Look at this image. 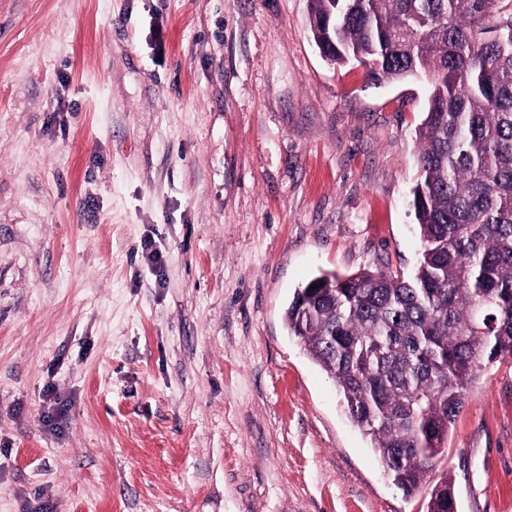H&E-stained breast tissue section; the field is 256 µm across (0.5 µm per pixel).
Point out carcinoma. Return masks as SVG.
I'll return each mask as SVG.
<instances>
[{
  "mask_svg": "<svg viewBox=\"0 0 512 512\" xmlns=\"http://www.w3.org/2000/svg\"><path fill=\"white\" fill-rule=\"evenodd\" d=\"M313 41L370 80L423 78L415 273H324L288 333L334 380L407 497L427 484L482 360L512 356V0H309ZM426 512H458L441 476Z\"/></svg>",
  "mask_w": 512,
  "mask_h": 512,
  "instance_id": "obj_1",
  "label": "carcinoma"
}]
</instances>
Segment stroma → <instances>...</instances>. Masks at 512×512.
Wrapping results in <instances>:
<instances>
[{
	"label": "stroma",
	"instance_id": "35a3bbf8",
	"mask_svg": "<svg viewBox=\"0 0 512 512\" xmlns=\"http://www.w3.org/2000/svg\"><path fill=\"white\" fill-rule=\"evenodd\" d=\"M308 0H0V512H425L284 313L411 275L416 79L333 64ZM512 512V358L435 463Z\"/></svg>",
	"mask_w": 512,
	"mask_h": 512
}]
</instances>
